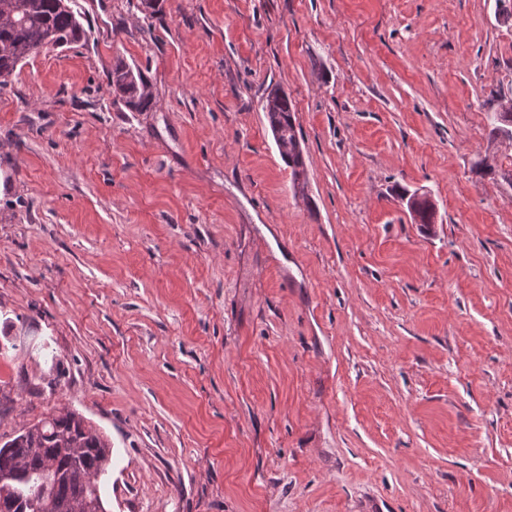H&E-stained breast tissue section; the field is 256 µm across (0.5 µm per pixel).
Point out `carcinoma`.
<instances>
[{"label": "carcinoma", "instance_id": "1", "mask_svg": "<svg viewBox=\"0 0 512 512\" xmlns=\"http://www.w3.org/2000/svg\"><path fill=\"white\" fill-rule=\"evenodd\" d=\"M74 0H0V87L19 65L42 48L63 47L86 38ZM113 101L131 112L153 107L150 84L140 69L118 58L108 73ZM270 129L298 141L292 101L282 93L266 97ZM111 445L82 416L61 410L23 428L0 445V476L23 473L22 491L0 486V512H74L81 499L86 512H104L100 480L108 472Z\"/></svg>", "mask_w": 512, "mask_h": 512}]
</instances>
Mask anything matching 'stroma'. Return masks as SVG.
I'll list each match as a JSON object with an SVG mask.
<instances>
[{"mask_svg": "<svg viewBox=\"0 0 512 512\" xmlns=\"http://www.w3.org/2000/svg\"><path fill=\"white\" fill-rule=\"evenodd\" d=\"M77 3L85 41L0 88V440L80 413L108 512H512V18ZM118 56L151 111L113 101ZM264 112L267 114L272 133L275 130H278L280 137L287 139L290 144L297 141L299 142L295 130V121L293 118L294 109L292 101L288 99V95L285 93H280L279 96L271 99V94H268L264 105ZM273 137L274 140H276L280 150L284 151L285 147L279 137V134L274 132Z\"/></svg>", "mask_w": 512, "mask_h": 512, "instance_id": "35a3bbf8", "label": "stroma"}]
</instances>
